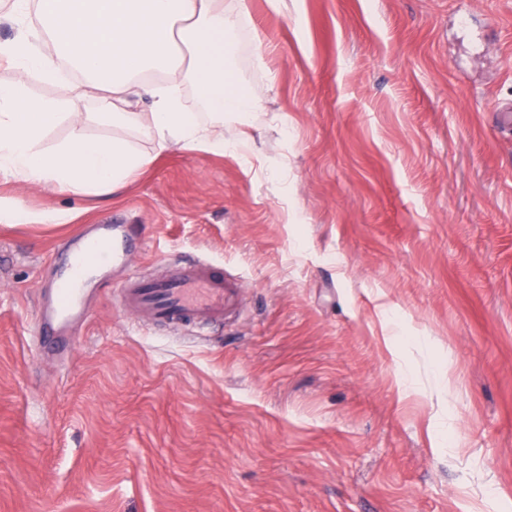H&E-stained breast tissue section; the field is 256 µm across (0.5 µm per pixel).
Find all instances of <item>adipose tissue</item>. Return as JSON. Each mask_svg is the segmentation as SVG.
<instances>
[{
  "instance_id": "1",
  "label": "adipose tissue",
  "mask_w": 512,
  "mask_h": 512,
  "mask_svg": "<svg viewBox=\"0 0 512 512\" xmlns=\"http://www.w3.org/2000/svg\"><path fill=\"white\" fill-rule=\"evenodd\" d=\"M247 14L243 4L225 11L224 0H36L26 34L0 43V64L20 76L0 84V177L73 194L119 191L152 162L125 138L128 130L147 136L161 151L239 149L240 140L225 138L224 119L247 117L262 96L232 87L224 57L229 31ZM42 42L53 44L54 56L40 52ZM62 63L81 75L79 82L62 84L63 96L100 98L101 110L91 119L63 116L59 100L26 94L22 76L53 78ZM187 82L205 99L210 124L186 108ZM145 95L151 99L146 120L133 108ZM64 118L70 121L68 138L39 150L42 134ZM91 120L116 128V135L88 138Z\"/></svg>"
}]
</instances>
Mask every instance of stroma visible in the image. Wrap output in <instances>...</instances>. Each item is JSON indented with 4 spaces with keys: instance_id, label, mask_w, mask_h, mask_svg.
Wrapping results in <instances>:
<instances>
[{
    "instance_id": "stroma-1",
    "label": "stroma",
    "mask_w": 512,
    "mask_h": 512,
    "mask_svg": "<svg viewBox=\"0 0 512 512\" xmlns=\"http://www.w3.org/2000/svg\"><path fill=\"white\" fill-rule=\"evenodd\" d=\"M248 150L157 151L117 193L0 179V512H512V0H246ZM122 214L71 351L32 334L58 247ZM240 278L138 324L117 278ZM452 386L443 389L442 376ZM240 282L205 263L177 266L161 279L128 278L117 285L120 308L172 326L221 322L241 301Z\"/></svg>"
}]
</instances>
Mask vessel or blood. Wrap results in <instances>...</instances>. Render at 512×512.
Instances as JSON below:
<instances>
[{"mask_svg":"<svg viewBox=\"0 0 512 512\" xmlns=\"http://www.w3.org/2000/svg\"><path fill=\"white\" fill-rule=\"evenodd\" d=\"M129 245V239L114 234L108 224L92 225L75 237L55 297L34 325L38 346H58L71 339V324L87 314L90 276L99 267L125 261ZM116 292L123 311L172 326L223 321L241 301L239 280L215 273L205 263L176 267L161 279L129 278L117 285Z\"/></svg>","mask_w":512,"mask_h":512,"instance_id":"1","label":"vessel or blood"}]
</instances>
